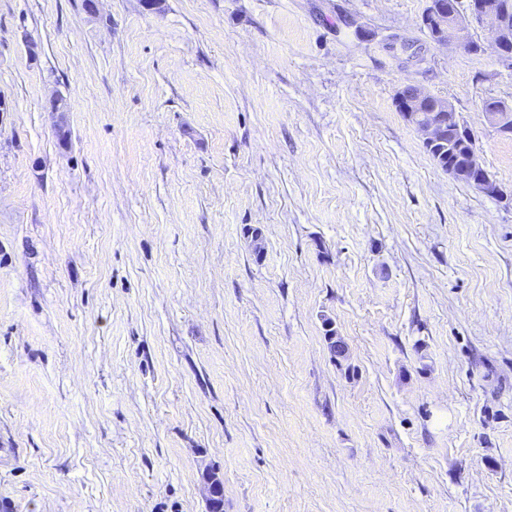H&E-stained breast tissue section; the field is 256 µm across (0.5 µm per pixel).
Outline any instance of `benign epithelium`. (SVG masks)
I'll return each mask as SVG.
<instances>
[{"label":"benign epithelium","instance_id":"obj_1","mask_svg":"<svg viewBox=\"0 0 512 512\" xmlns=\"http://www.w3.org/2000/svg\"><path fill=\"white\" fill-rule=\"evenodd\" d=\"M476 20H488L493 28V37L487 48L490 49L499 61L512 68V23L509 22L505 12L499 6L498 0H470L469 16H464L458 6V0H431L430 10L422 18V24L429 26L431 31L430 41L438 46L457 45L466 50L471 49L472 39L469 35L468 18ZM398 109L402 110L406 117L411 113L420 112L425 108H433L438 112L436 120H419L417 131L424 141L431 143L438 139L442 122L451 116L453 104L446 98L435 97L416 91L413 99L406 100L396 98ZM484 117L487 123L497 132L505 135L512 134V115L509 109L499 103H488L483 106ZM463 170H479L478 183L487 188L489 194L501 199L508 198L507 193L484 170L477 151H472L460 164ZM207 486V509L210 512H221L222 507L217 502L219 491L223 482L215 474L210 472L204 475Z\"/></svg>","mask_w":512,"mask_h":512}]
</instances>
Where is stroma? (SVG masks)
<instances>
[{
  "instance_id": "1",
  "label": "stroma",
  "mask_w": 512,
  "mask_h": 512,
  "mask_svg": "<svg viewBox=\"0 0 512 512\" xmlns=\"http://www.w3.org/2000/svg\"><path fill=\"white\" fill-rule=\"evenodd\" d=\"M428 3L0 0V512H512V202L395 103L512 193V69ZM422 25L429 26L430 41L435 45L471 49L473 40L469 35L468 20L461 13L458 0H432L430 10L422 18ZM413 47L415 48V50L412 53H407V49ZM386 48L389 51L393 52L394 57L398 58L399 60H402L401 62L406 63L411 61L410 58H419L422 49L421 47L415 45V41L405 39L404 37L398 34L390 35L387 38ZM403 56L405 57L403 58ZM415 91L416 88L413 85H407L401 88L397 93L396 105L398 109L405 113L407 119L411 117V112H422L424 108H430L432 105L434 112H441L436 120L421 119L415 122V124H417L415 128L421 134L423 141L427 143L434 142L440 135L442 122L446 119H450L451 112L449 111L453 108V104L447 98L431 96L423 93L419 89H417L416 93ZM414 93L413 99H404L411 97ZM401 114L404 119L409 122L402 112ZM484 117L487 123L496 129L497 132L505 135L512 134L511 107L504 108L499 103H488L483 106ZM467 128V124L464 121H461L460 117L455 113L454 117L449 121L446 127L443 143L437 144L434 147L424 144L427 153L431 156L436 165L446 173H448V152L455 155L456 151L461 152L462 149L474 147V143L470 138L466 146H460L457 144V141H452L460 137L461 132ZM463 161L464 162L460 164L461 169L481 170L478 183L482 184V187H487L486 191L489 192V194L501 199L508 198L507 193H505V191L490 177L488 172L484 169L476 148L470 154H468Z\"/></svg>"
}]
</instances>
